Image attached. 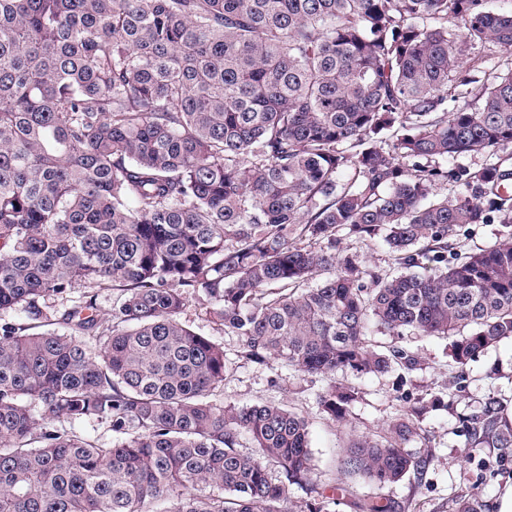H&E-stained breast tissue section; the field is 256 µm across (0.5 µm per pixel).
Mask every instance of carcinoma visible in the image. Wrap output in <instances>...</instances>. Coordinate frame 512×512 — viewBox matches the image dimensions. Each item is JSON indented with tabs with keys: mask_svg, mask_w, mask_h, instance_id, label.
<instances>
[{
	"mask_svg": "<svg viewBox=\"0 0 512 512\" xmlns=\"http://www.w3.org/2000/svg\"><path fill=\"white\" fill-rule=\"evenodd\" d=\"M464 43L511 51L512 8L0 0V311L41 327L0 324V512H292L294 486L332 512L306 417L215 402L231 362L181 321L192 300L239 358L326 380L338 422L356 392L336 374L412 365L374 332L449 338L462 367L512 339V230L448 262L461 225L512 224V171L434 165L512 146V69L445 108ZM461 181L470 194L433 197ZM345 228L406 272L336 253ZM107 285L123 294L105 327L91 290ZM422 410L353 442L338 473L383 487L423 470L406 448ZM459 422L470 448H512L499 393ZM484 510L474 491L451 505Z\"/></svg>",
	"mask_w": 512,
	"mask_h": 512,
	"instance_id": "carcinoma-1",
	"label": "carcinoma"
}]
</instances>
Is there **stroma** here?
<instances>
[{
  "instance_id": "obj_1",
  "label": "stroma",
  "mask_w": 512,
  "mask_h": 512,
  "mask_svg": "<svg viewBox=\"0 0 512 512\" xmlns=\"http://www.w3.org/2000/svg\"><path fill=\"white\" fill-rule=\"evenodd\" d=\"M373 344L399 345L414 357L413 367L385 374L345 375L360 395L343 422L321 414L316 394L321 381L280 369L277 364L242 362L224 379L218 401L239 406L282 403L308 418L315 470L313 482L334 498L336 512H355L353 498L380 496L392 512H450L457 496L475 491L495 502L512 479V455L486 448L466 455V438L458 428L460 413L476 411L489 393L512 396V341L490 347L475 361L460 367L450 356L448 340L429 336L396 338L374 334ZM434 400L421 424V436L409 443L411 452L427 458L422 472H409L398 483L380 487L341 476L337 459L355 437L380 435L416 402Z\"/></svg>"
}]
</instances>
